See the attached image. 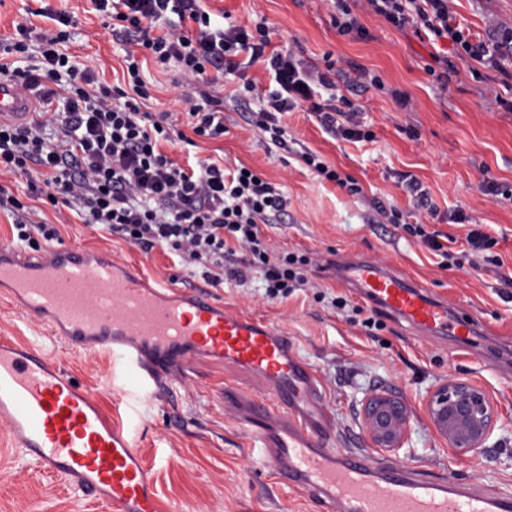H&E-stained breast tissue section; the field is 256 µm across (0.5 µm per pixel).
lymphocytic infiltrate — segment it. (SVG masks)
<instances>
[{
  "mask_svg": "<svg viewBox=\"0 0 512 512\" xmlns=\"http://www.w3.org/2000/svg\"><path fill=\"white\" fill-rule=\"evenodd\" d=\"M393 26H414L434 39H449L465 54L488 62L512 88V30L469 42L453 25L448 0H367ZM112 21V33L147 51L158 63L176 62L188 81L209 73L238 76L264 63L273 84L262 99L255 123L272 144L287 148L280 114L308 108L323 130L346 141L372 139L361 111L328 73L304 65L292 53L272 48L263 24L247 28L218 23L201 0H94ZM61 29L41 38L30 56L26 26L17 38L0 43V79H19L35 88L41 101L58 98L59 111L45 110L23 124L0 123V168L35 173L33 193L47 203L73 206L88 224L103 227L129 243L150 250L166 246L185 264H197L211 285L225 277L246 279L248 270L263 273L269 298L288 297L307 285L312 259L304 253L272 252L262 226L277 223L286 199L257 173L200 160L186 167L161 152L172 136L162 121L140 108L148 89L134 57H127L122 85L96 83L61 51L69 38L70 18L57 13ZM196 25L186 34V22ZM26 66H17V58Z\"/></svg>",
  "mask_w": 512,
  "mask_h": 512,
  "instance_id": "obj_1",
  "label": "lymphocytic infiltrate"
}]
</instances>
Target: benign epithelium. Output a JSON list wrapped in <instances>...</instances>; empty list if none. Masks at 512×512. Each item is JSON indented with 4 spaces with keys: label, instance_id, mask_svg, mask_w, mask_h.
<instances>
[{
    "label": "benign epithelium",
    "instance_id": "benign-epithelium-1",
    "mask_svg": "<svg viewBox=\"0 0 512 512\" xmlns=\"http://www.w3.org/2000/svg\"><path fill=\"white\" fill-rule=\"evenodd\" d=\"M435 429L457 456L469 458L488 449L497 420V408L480 386L450 379L432 391L426 404ZM365 431L372 447L396 451L404 447L410 410L402 398L374 392L362 404Z\"/></svg>",
    "mask_w": 512,
    "mask_h": 512
}]
</instances>
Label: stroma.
<instances>
[{"instance_id": "stroma-1", "label": "stroma", "mask_w": 512, "mask_h": 512, "mask_svg": "<svg viewBox=\"0 0 512 512\" xmlns=\"http://www.w3.org/2000/svg\"><path fill=\"white\" fill-rule=\"evenodd\" d=\"M211 12L230 13L235 23H265L273 46L294 51L317 66L334 61L340 94L362 109L373 140L331 138L315 116L297 109L281 117L288 138L316 152L341 176L355 179L361 192L352 195L323 179L297 156L269 148L268 136L251 121L260 103L244 92L243 79L258 89L270 77L262 65L245 78L226 76L218 85H187L176 64L158 65L146 52L137 57L150 97L144 111L167 113L175 130H187L188 111L203 94L222 100L224 136L197 138L195 145L165 146L178 164L211 158L225 168L246 166L276 184L288 200L281 223L264 235L274 251L310 253L316 265L308 272L310 287L285 299L265 297L259 274L245 284L227 280L212 287L215 299L269 322L286 333L296 355L317 372L325 402L335 417L342 447L370 449L361 406L375 391L393 390L410 412L407 442L390 457L425 469L447 471L462 481L494 484L512 491V111L499 99L512 98L496 69L461 56L450 40L433 41L413 27L396 28L376 15L366 0H348L363 26L361 33L339 34L332 22L331 0H204ZM454 23L470 42L496 30L512 29V0H448ZM71 18L64 52L79 70L97 74L109 84L121 83L125 43L112 37L106 16L93 0H0V40L17 25L30 31V47L54 33L56 21L42 9ZM415 177L435 211L414 212L413 200L400 185L402 175ZM490 177L498 193L480 188ZM31 177L0 173V188L33 209V218L57 225L60 241L111 254L113 261L137 268L147 287L189 289L201 285V274L168 248L146 251L119 236L86 224L74 210L51 206L32 197ZM412 212V221L427 231L455 237V250L466 249L468 225L454 223L464 211L496 239L500 269L471 265L446 268L440 256L391 224L375 210ZM360 255L386 263L393 271L426 285L450 312L472 318L478 328L468 343L450 336H419L408 324L374 314L353 289L336 283L328 261ZM343 296L348 310L333 308L331 296ZM363 316L377 315L369 330ZM43 327L23 316L0 288V340L25 344L43 335ZM76 379L98 389L110 370L103 354L78 351L66 341L51 342ZM483 387L498 409V420L486 453L458 457L437 433L426 412L429 394L448 379ZM249 387L245 375L201 358L173 386L172 396L143 410L141 452L157 478L159 496L175 512H320L300 491L281 483L268 468H255L247 450L250 435L224 410V386ZM0 512H112L110 506L84 499L60 477L41 473L20 449L0 438Z\"/></svg>"}]
</instances>
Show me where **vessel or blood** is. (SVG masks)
I'll list each match as a JSON object with an SVG mask.
<instances>
[{
	"label": "vessel or blood",
	"mask_w": 512,
	"mask_h": 512,
	"mask_svg": "<svg viewBox=\"0 0 512 512\" xmlns=\"http://www.w3.org/2000/svg\"><path fill=\"white\" fill-rule=\"evenodd\" d=\"M28 86L0 80V120L33 115ZM339 283L420 335H474L473 320L450 315L434 293L384 265L341 262ZM0 286L26 314L73 347L106 354L112 415L54 350L0 342V432L43 473L63 476L113 512H164L138 447L136 404L169 394L170 382L199 357L247 372L256 390L231 385L224 406L252 436L256 465L316 501L323 512H512V492L340 448L316 371L288 336L217 301L207 289L165 295L127 265L81 245L31 253L0 246ZM136 392H128V381Z\"/></svg>",
	"instance_id": "obj_1"
}]
</instances>
